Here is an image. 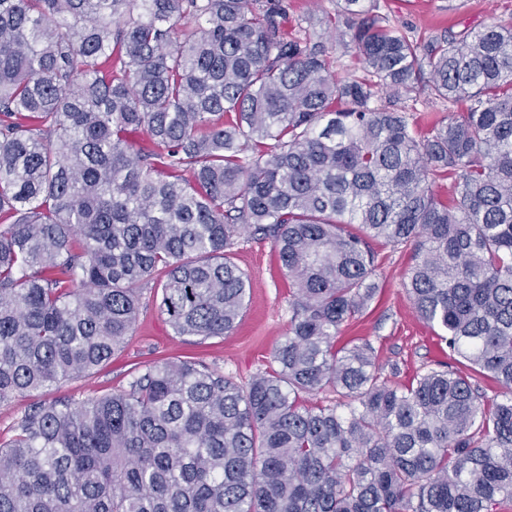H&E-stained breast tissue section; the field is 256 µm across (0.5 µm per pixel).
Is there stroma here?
<instances>
[{
	"mask_svg": "<svg viewBox=\"0 0 512 512\" xmlns=\"http://www.w3.org/2000/svg\"><path fill=\"white\" fill-rule=\"evenodd\" d=\"M283 27L288 33L307 31L313 38L330 37L340 0H287ZM383 13L418 39L443 30L454 32L487 24H512V0H380ZM377 257L379 292L371 305L342 332L344 340L370 341L383 367L398 365L399 382L435 363L457 366L436 330L421 321L403 287L408 252L372 242ZM237 265L251 278L252 300L230 335L208 339L174 334L152 293H144L143 308L123 349L90 374L58 383L48 391L32 392L0 402V440L11 439L28 407L65 400L80 403L91 396L126 388L141 365L162 359L191 360L247 382L267 368L271 353L288 331L291 312L288 283L270 242L242 240Z\"/></svg>",
	"mask_w": 512,
	"mask_h": 512,
	"instance_id": "obj_1",
	"label": "stroma"
}]
</instances>
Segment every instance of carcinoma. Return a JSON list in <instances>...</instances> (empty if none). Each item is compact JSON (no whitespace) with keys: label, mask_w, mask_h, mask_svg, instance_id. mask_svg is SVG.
<instances>
[{"label":"carcinoma","mask_w":512,"mask_h":512,"mask_svg":"<svg viewBox=\"0 0 512 512\" xmlns=\"http://www.w3.org/2000/svg\"><path fill=\"white\" fill-rule=\"evenodd\" d=\"M285 16L283 0H0V402L109 361L148 288L175 335L231 334L245 236L277 251L292 312L245 385L165 359L26 411L0 443V512L512 504V26L422 41L378 0H343L363 75L339 77ZM422 95L462 111L422 134ZM373 240L411 249L412 306L470 373L398 384L371 342L336 346L378 291Z\"/></svg>","instance_id":"1"}]
</instances>
